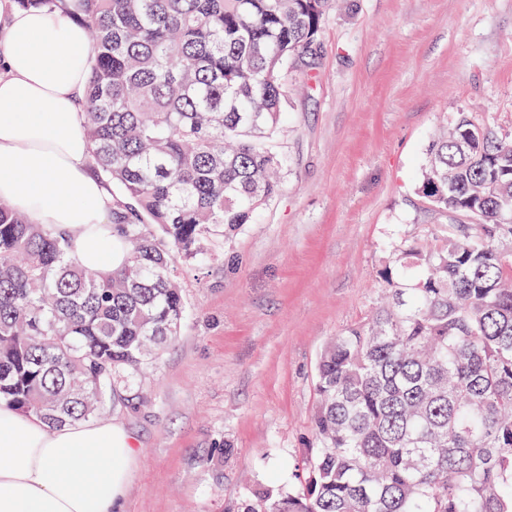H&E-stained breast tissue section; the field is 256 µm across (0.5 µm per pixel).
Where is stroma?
<instances>
[{"instance_id": "stroma-1", "label": "stroma", "mask_w": 512, "mask_h": 512, "mask_svg": "<svg viewBox=\"0 0 512 512\" xmlns=\"http://www.w3.org/2000/svg\"><path fill=\"white\" fill-rule=\"evenodd\" d=\"M288 82L280 195L181 268L178 336L96 417L137 448L123 512L293 480L322 348L374 310L395 245L447 221L417 192L435 132L464 112L512 134V0H333Z\"/></svg>"}]
</instances>
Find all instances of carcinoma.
Segmentation results:
<instances>
[{
	"label": "carcinoma",
	"instance_id": "1",
	"mask_svg": "<svg viewBox=\"0 0 512 512\" xmlns=\"http://www.w3.org/2000/svg\"><path fill=\"white\" fill-rule=\"evenodd\" d=\"M5 5L86 27L80 112L128 249L118 269L83 267L65 230L0 201V404L58 427L100 413L176 338L178 265L279 194L288 72L330 0ZM417 191L448 216L438 244L397 245L381 305L322 350L296 482L227 512H512V137L458 114Z\"/></svg>",
	"mask_w": 512,
	"mask_h": 512
}]
</instances>
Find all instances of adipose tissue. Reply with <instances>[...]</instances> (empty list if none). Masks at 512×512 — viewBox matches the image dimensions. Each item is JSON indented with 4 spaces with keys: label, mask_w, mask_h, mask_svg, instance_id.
<instances>
[{
    "label": "adipose tissue",
    "mask_w": 512,
    "mask_h": 512,
    "mask_svg": "<svg viewBox=\"0 0 512 512\" xmlns=\"http://www.w3.org/2000/svg\"><path fill=\"white\" fill-rule=\"evenodd\" d=\"M85 26L59 11L18 9L0 34V200L70 234L76 263L103 271L128 254L107 227L111 197L86 171L78 99ZM131 435L119 424L50 427L0 405V512H123Z\"/></svg>",
    "instance_id": "adipose-tissue-1"
}]
</instances>
